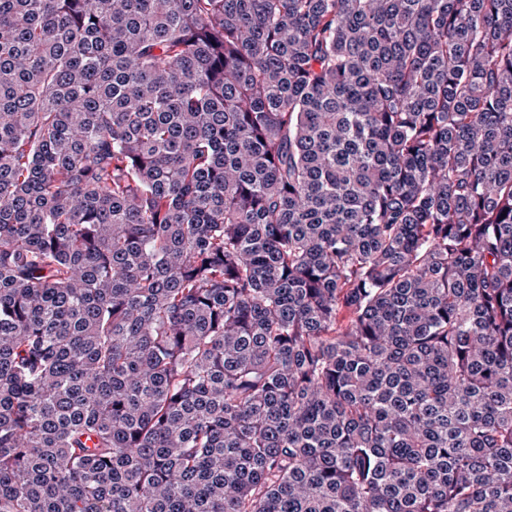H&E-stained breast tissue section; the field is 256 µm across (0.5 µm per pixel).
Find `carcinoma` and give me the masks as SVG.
Wrapping results in <instances>:
<instances>
[{"label": "carcinoma", "instance_id": "carcinoma-1", "mask_svg": "<svg viewBox=\"0 0 512 512\" xmlns=\"http://www.w3.org/2000/svg\"><path fill=\"white\" fill-rule=\"evenodd\" d=\"M0 512H512V0H0Z\"/></svg>", "mask_w": 512, "mask_h": 512}]
</instances>
